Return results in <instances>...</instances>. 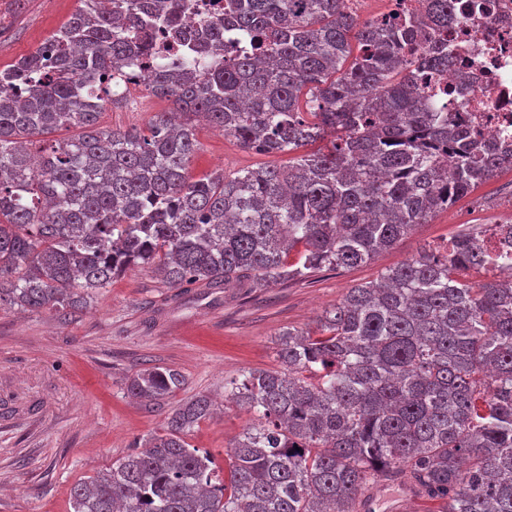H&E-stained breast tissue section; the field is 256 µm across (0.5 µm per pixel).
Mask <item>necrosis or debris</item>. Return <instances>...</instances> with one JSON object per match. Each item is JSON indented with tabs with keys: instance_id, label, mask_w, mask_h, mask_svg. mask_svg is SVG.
<instances>
[{
	"instance_id": "necrosis-or-debris-1",
	"label": "necrosis or debris",
	"mask_w": 512,
	"mask_h": 512,
	"mask_svg": "<svg viewBox=\"0 0 512 512\" xmlns=\"http://www.w3.org/2000/svg\"><path fill=\"white\" fill-rule=\"evenodd\" d=\"M450 71L429 96L480 141L512 149V0H455Z\"/></svg>"
}]
</instances>
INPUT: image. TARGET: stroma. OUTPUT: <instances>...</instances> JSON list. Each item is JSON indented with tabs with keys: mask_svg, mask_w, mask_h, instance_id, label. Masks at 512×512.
I'll return each instance as SVG.
<instances>
[{
	"mask_svg": "<svg viewBox=\"0 0 512 512\" xmlns=\"http://www.w3.org/2000/svg\"><path fill=\"white\" fill-rule=\"evenodd\" d=\"M81 0H0L9 29L0 39V66L34 51L80 8ZM169 100L134 90L105 105L104 128H145ZM189 173L233 174L262 165H287L291 154L242 148L203 122ZM512 224V171L459 197L373 261L322 269L302 280L267 287L249 281L224 288H173L151 266L113 278L71 318L54 310L0 309V512H69L72 485L162 432L169 413L203 393L224 395V383L251 370H278L283 331L315 330L350 288L376 280L389 267L489 224ZM179 370L185 384L162 405L129 397L131 376L146 366ZM253 417L233 403L199 423L188 442L210 453L227 479V447Z\"/></svg>",
	"mask_w": 512,
	"mask_h": 512,
	"instance_id": "1",
	"label": "stroma"
}]
</instances>
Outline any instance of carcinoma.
<instances>
[{
  "mask_svg": "<svg viewBox=\"0 0 512 512\" xmlns=\"http://www.w3.org/2000/svg\"><path fill=\"white\" fill-rule=\"evenodd\" d=\"M42 48L0 68V306L81 311L143 264L174 288L257 286L372 261L457 198L512 169V153L434 109L412 74L452 64L454 0L361 21L347 0H224V31L252 42L221 64L177 18L197 0H82ZM356 42L357 55L344 63ZM152 60L143 87L172 101L142 130L100 125L112 76ZM203 118L265 154L321 146L288 168L196 180ZM56 139L33 163L28 141ZM489 270L475 237L350 289L317 330L281 334L282 370L224 397L254 415L228 482L186 437L216 411L198 394L144 450L70 489L72 512H359L361 491L404 480L432 512H512V257ZM169 367L128 393L165 400Z\"/></svg>",
  "mask_w": 512,
  "mask_h": 512,
  "instance_id": "cac0c4a2",
  "label": "carcinoma"
}]
</instances>
